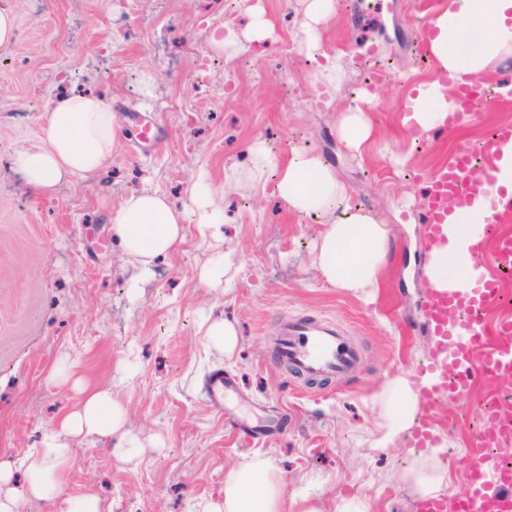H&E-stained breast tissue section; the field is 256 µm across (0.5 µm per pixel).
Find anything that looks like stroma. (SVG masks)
Masks as SVG:
<instances>
[{
  "instance_id": "1",
  "label": "stroma",
  "mask_w": 512,
  "mask_h": 512,
  "mask_svg": "<svg viewBox=\"0 0 512 512\" xmlns=\"http://www.w3.org/2000/svg\"><path fill=\"white\" fill-rule=\"evenodd\" d=\"M442 0H343L322 32L323 49L339 57L345 81L333 102L319 96L317 63L300 47L299 0H263L274 36L229 57L210 39L225 24L245 26L240 0H0L17 20V38L0 48V453L38 447L41 436L77 394L49 375L74 361L91 381L111 384L127 409V429L144 446L125 463L109 442L78 444L64 493L94 492L112 512H192L224 490V471L261 452L277 468L287 497H309L323 512L370 500L374 512H418L403 481L414 466L410 434L371 448V397L389 376L413 373L431 353L421 317L423 198L431 173L458 149L476 147L486 129L512 123V101L428 138L402 130V104L434 75L409 44L414 27ZM391 79L372 84V56ZM155 78L142 100L136 79ZM105 97L118 111L119 139L109 167L62 183L54 196L27 187L12 157L40 131L45 107L71 91ZM371 91L365 110L376 136L351 156L337 125L355 95ZM151 115L165 135L151 148L137 144L127 115ZM280 156L295 147L332 164L355 204L389 224L404 256L386 275L375 302L331 288L312 265L322 226L289 213L272 196L233 190L216 198L223 241L202 245L186 222L185 239L131 295L126 263L108 218L123 199L145 188L183 205L192 180L224 179V162L246 160L252 137ZM406 156L404 165L391 154ZM230 252L239 272L230 291L198 280L211 254ZM235 319L242 342L236 357L210 356L198 322L208 313ZM304 313L340 326L361 353L347 380L311 384L273 359L277 325ZM235 376L246 420L285 413L281 431L255 439L213 411L204 397L209 377ZM450 421L432 444L448 474L445 498L467 489L468 436L479 419L478 398L446 399Z\"/></svg>"
}]
</instances>
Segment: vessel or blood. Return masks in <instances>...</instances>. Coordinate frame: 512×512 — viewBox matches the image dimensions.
<instances>
[{
	"instance_id": "obj_1",
	"label": "vessel or blood",
	"mask_w": 512,
	"mask_h": 512,
	"mask_svg": "<svg viewBox=\"0 0 512 512\" xmlns=\"http://www.w3.org/2000/svg\"><path fill=\"white\" fill-rule=\"evenodd\" d=\"M455 108L449 124L490 108L492 99L483 95V84L475 80L455 88ZM512 151V124L497 126L478 150H459L430 178L425 212L426 238L430 245L448 241V205L479 206L483 220L477 227L471 252L489 254L484 271L474 276L466 288L428 289L422 312L434 338L428 377L424 390V438L447 427L448 419L435 412L440 395L460 399L474 388L483 392L481 427L472 431L469 454L472 460L469 490L459 497L456 512H512V468H505L487 453L491 445L512 443V405L496 403L504 386L512 387V318L489 323L487 313L499 303L501 270L512 262V238H498L494 251L487 241L495 225L512 221V195L491 196L490 187L500 172L504 153ZM278 357L300 376L318 380H342L356 373L361 364L358 349L339 326L307 315L281 318L277 332ZM233 377L216 375L208 385L211 408L223 412L224 403L237 394ZM441 499L423 501L420 512H447Z\"/></svg>"
}]
</instances>
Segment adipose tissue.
<instances>
[{"instance_id":"ef3b65f1","label":"adipose tissue","mask_w":512,"mask_h":512,"mask_svg":"<svg viewBox=\"0 0 512 512\" xmlns=\"http://www.w3.org/2000/svg\"><path fill=\"white\" fill-rule=\"evenodd\" d=\"M243 2L248 25H225L223 33L211 40L215 52L231 56L244 44L271 39L273 24L262 0ZM303 4L301 46L309 58L319 61L312 74L314 84L332 96L343 84L344 71L334 57L324 56L321 31L333 16L334 0H303ZM429 24L434 31L430 52L452 84L485 78L512 57V0H444ZM451 107L452 98L443 93L439 81L422 82L403 102L401 125L422 136L429 134L444 125ZM337 131L343 145L357 152L373 139V120L355 105L342 114ZM117 139L111 102L91 93L53 99L36 140L15 151L14 170L33 191L50 195L63 181L108 166ZM246 151L247 164L225 165V187L254 196L273 194L288 211L316 219L323 229L313 247L312 263L323 282L367 301L375 299L382 272L397 259L390 227L353 204L335 170L312 150L295 148L284 158L257 136ZM215 196L205 175L192 182L185 210L151 189L132 193L110 217L112 234L128 261L141 275H149L157 260L174 253L184 241L186 219H193L201 238L222 237L224 212ZM478 221V214L469 208L456 207L447 247L424 267L428 284L468 287L467 273L476 257L465 244ZM198 331L209 352L233 359L240 341L233 322L209 316ZM50 378L71 386L79 402L48 429L40 447L20 457L0 454V512H19L21 502L57 497L63 500V512H112L111 505L97 495H62L64 476L75 455L73 443L118 438L116 453L126 462L139 457L142 443L126 431V409L113 397L111 387L85 383L73 363L57 365ZM418 405L419 389L408 374L381 383L372 395L376 419L371 446L392 445L413 426ZM19 474L24 477L20 485L15 482ZM404 480L423 498L441 496L447 486L445 472L431 453L420 456L418 466L408 469ZM193 512H288V505L271 458L256 453L225 472L222 497L199 501Z\"/></svg>"}]
</instances>
